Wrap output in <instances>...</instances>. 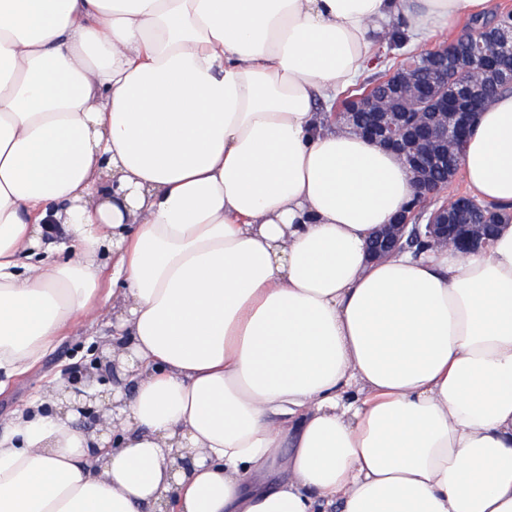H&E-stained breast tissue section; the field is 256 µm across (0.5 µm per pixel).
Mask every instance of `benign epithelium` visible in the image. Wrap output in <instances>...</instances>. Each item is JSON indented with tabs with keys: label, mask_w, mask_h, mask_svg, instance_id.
I'll return each mask as SVG.
<instances>
[{
	"label": "benign epithelium",
	"mask_w": 512,
	"mask_h": 512,
	"mask_svg": "<svg viewBox=\"0 0 512 512\" xmlns=\"http://www.w3.org/2000/svg\"><path fill=\"white\" fill-rule=\"evenodd\" d=\"M470 61L481 64L486 81L473 85L457 77V54L448 48L423 52L404 68L392 71L380 94L359 97L341 112L332 113L336 122L350 125L362 136L395 152L413 174L415 195L435 197L448 182L440 172L453 171L459 165L466 134L480 109L478 101L488 98L503 86H512V25L499 28L490 41L474 36L465 44ZM454 82L453 93L446 86ZM421 99L427 111L412 112L405 102ZM453 222H448V204L434 210L438 220L428 224L410 223V214L397 215L382 225L368 243L369 257L385 260L407 249L418 240L425 246H454L465 252L479 248L491 238L494 224H476L478 207L466 196L456 198ZM89 367H74L67 382L74 392L92 378Z\"/></svg>",
	"instance_id": "7a95c632"
}]
</instances>
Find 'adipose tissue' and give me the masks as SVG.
I'll return each mask as SVG.
<instances>
[{
	"mask_svg": "<svg viewBox=\"0 0 512 512\" xmlns=\"http://www.w3.org/2000/svg\"><path fill=\"white\" fill-rule=\"evenodd\" d=\"M492 0H0V393L112 314L113 424L42 391L0 512H512V90L488 248L372 262L414 189L320 105Z\"/></svg>",
	"mask_w": 512,
	"mask_h": 512,
	"instance_id": "obj_1",
	"label": "adipose tissue"
}]
</instances>
